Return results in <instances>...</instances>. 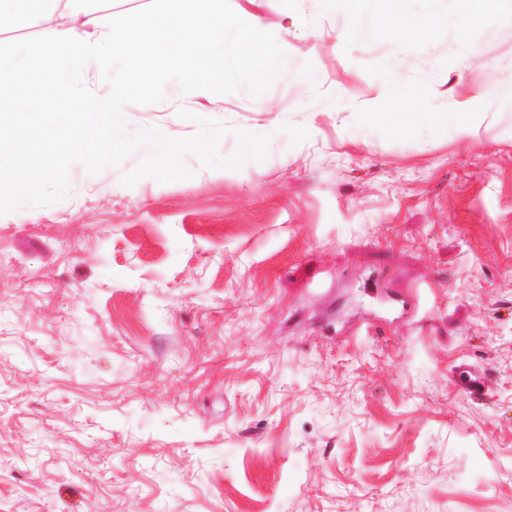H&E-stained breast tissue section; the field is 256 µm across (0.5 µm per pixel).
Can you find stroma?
<instances>
[{
    "label": "stroma",
    "instance_id": "35a3bbf8",
    "mask_svg": "<svg viewBox=\"0 0 512 512\" xmlns=\"http://www.w3.org/2000/svg\"><path fill=\"white\" fill-rule=\"evenodd\" d=\"M260 15L323 107L212 109L313 137L0 216V512H512V30L434 68L474 135L390 141L346 121L387 45Z\"/></svg>",
    "mask_w": 512,
    "mask_h": 512
}]
</instances>
